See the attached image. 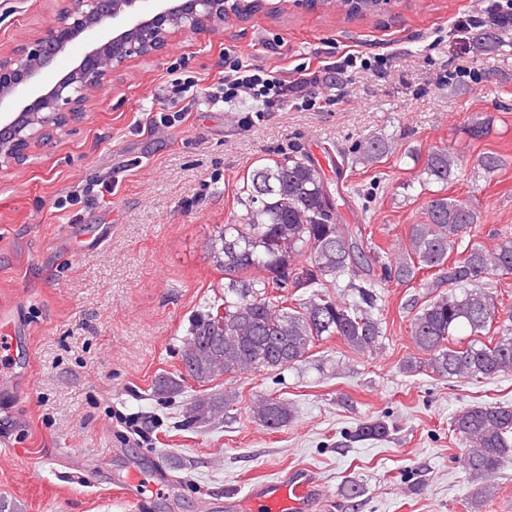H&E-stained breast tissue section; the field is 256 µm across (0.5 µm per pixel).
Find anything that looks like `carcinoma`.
Instances as JSON below:
<instances>
[{
  "label": "carcinoma",
  "mask_w": 512,
  "mask_h": 512,
  "mask_svg": "<svg viewBox=\"0 0 512 512\" xmlns=\"http://www.w3.org/2000/svg\"><path fill=\"white\" fill-rule=\"evenodd\" d=\"M393 150L390 139L371 136L343 157L372 165ZM459 167L457 155L438 148L428 154L424 172L446 186ZM329 185L321 166L293 154L262 163L243 178L238 202L245 212L209 240L213 262L224 272V298L206 304L192 321L181 352L184 370L205 383L293 367L331 339L372 355L382 337L378 288L390 281L414 284L424 271L435 270L434 280L420 279L429 299L413 306L411 318V338L421 356L405 358L401 370L430 368L440 378L475 381L512 375V306L501 308L484 287L486 278L512 274V237L491 249L462 246L477 215L467 203L442 195L428 202L426 220L410 225L407 243L391 259L365 240L360 226L338 222ZM458 252L462 256L454 257ZM342 277L350 301L334 293ZM490 328L498 334L492 345L478 339ZM461 330L473 340L450 346ZM235 401L233 392L199 396L187 404L185 420H214ZM250 411L254 422L270 430L292 419L290 403L270 395L257 396ZM452 426L464 448L468 512H480L491 495L489 478L512 456V404L462 409ZM388 432L389 425L377 419L350 438L377 440Z\"/></svg>",
  "instance_id": "carcinoma-1"
}]
</instances>
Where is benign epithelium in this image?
<instances>
[{
  "instance_id": "benign-epithelium-1",
  "label": "benign epithelium",
  "mask_w": 512,
  "mask_h": 512,
  "mask_svg": "<svg viewBox=\"0 0 512 512\" xmlns=\"http://www.w3.org/2000/svg\"><path fill=\"white\" fill-rule=\"evenodd\" d=\"M229 14H239L236 0H63L32 44L0 52V169L20 163L43 131L83 118L90 89L129 58L160 54L179 31L219 29ZM81 36L89 50L46 84V69Z\"/></svg>"
}]
</instances>
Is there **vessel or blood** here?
<instances>
[{
  "label": "vessel or blood",
  "mask_w": 512,
  "mask_h": 512,
  "mask_svg": "<svg viewBox=\"0 0 512 512\" xmlns=\"http://www.w3.org/2000/svg\"><path fill=\"white\" fill-rule=\"evenodd\" d=\"M126 498L137 508H145L150 493L156 492L158 483L147 480L138 471L120 479ZM312 479L304 469L289 473L287 478L271 480L252 488L250 494L237 502L238 512H311L314 502L311 496Z\"/></svg>",
  "instance_id": "vessel-or-blood-1"
}]
</instances>
